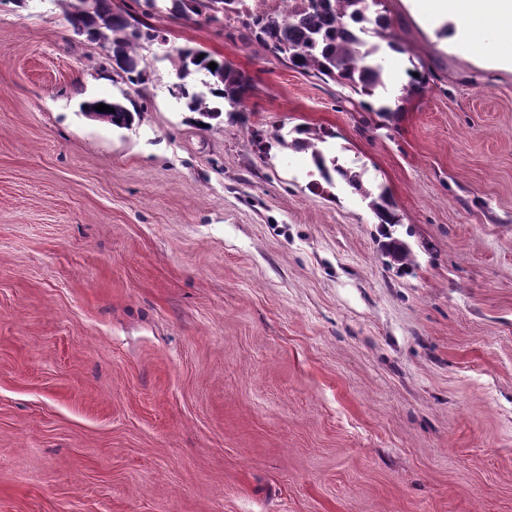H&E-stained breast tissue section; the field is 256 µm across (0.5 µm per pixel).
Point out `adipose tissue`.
Returning <instances> with one entry per match:
<instances>
[{
  "label": "adipose tissue",
  "instance_id": "ef3b65f1",
  "mask_svg": "<svg viewBox=\"0 0 512 512\" xmlns=\"http://www.w3.org/2000/svg\"><path fill=\"white\" fill-rule=\"evenodd\" d=\"M433 11L448 21L447 39L457 49L468 47L478 28L512 25V0H434Z\"/></svg>",
  "mask_w": 512,
  "mask_h": 512
}]
</instances>
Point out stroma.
<instances>
[{
    "label": "stroma",
    "instance_id": "stroma-1",
    "mask_svg": "<svg viewBox=\"0 0 512 512\" xmlns=\"http://www.w3.org/2000/svg\"><path fill=\"white\" fill-rule=\"evenodd\" d=\"M383 0L428 82L380 115L228 27L152 20L248 75L204 130L153 68L140 121L58 0L0 7V512H512V33L474 52ZM325 128L366 201L253 134ZM100 103L105 104L106 106H109L111 108L115 109V113L111 112H98L96 110V106ZM135 109L133 107V110L129 109L125 104L116 101L114 99L110 100L107 98L95 100L89 103L85 104L86 113L90 115L91 117L101 120L103 122H106L112 126L115 127H129L132 125V123L135 120V116H140V113L142 112V107L139 106V109L137 105L134 103Z\"/></svg>",
    "mask_w": 512,
    "mask_h": 512
}]
</instances>
